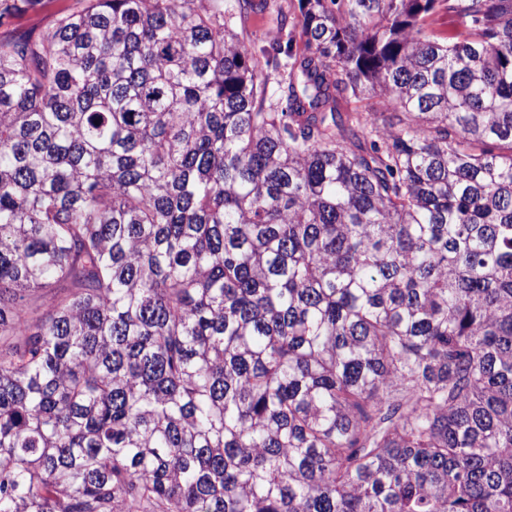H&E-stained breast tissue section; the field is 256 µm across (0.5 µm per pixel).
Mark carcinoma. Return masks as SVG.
Returning <instances> with one entry per match:
<instances>
[{"mask_svg":"<svg viewBox=\"0 0 512 512\" xmlns=\"http://www.w3.org/2000/svg\"><path fill=\"white\" fill-rule=\"evenodd\" d=\"M80 2L0 35V512H512V0L265 74L267 0ZM269 8L262 12L252 14L246 23L247 34L253 53L260 61V66L264 67V58L261 50L267 49L271 51L273 44L278 43L282 48L285 47V38L280 34V30L276 27L274 19V8H270L272 4H281L285 9L288 8L290 1L294 0H268Z\"/></svg>","mask_w":512,"mask_h":512,"instance_id":"1","label":"carcinoma"}]
</instances>
